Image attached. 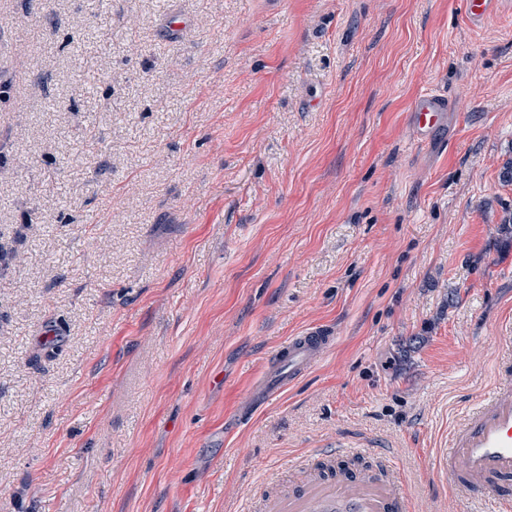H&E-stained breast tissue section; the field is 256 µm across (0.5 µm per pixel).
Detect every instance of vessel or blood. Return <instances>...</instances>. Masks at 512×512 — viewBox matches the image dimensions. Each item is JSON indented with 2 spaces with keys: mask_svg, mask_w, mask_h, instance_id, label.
<instances>
[{
  "mask_svg": "<svg viewBox=\"0 0 512 512\" xmlns=\"http://www.w3.org/2000/svg\"><path fill=\"white\" fill-rule=\"evenodd\" d=\"M499 0H463L471 23L484 24ZM449 111L446 96L429 92L417 98L411 119L422 140H429ZM332 331L312 325L274 350L252 391V408L306 376L334 346ZM380 472L312 468L288 494L267 499L265 512H414L406 481L393 455L381 456ZM437 476L452 479L470 496L493 499L500 512H512V492L499 482L512 478V361L498 362L492 388L474 397L448 433L446 447L433 457Z\"/></svg>",
  "mask_w": 512,
  "mask_h": 512,
  "instance_id": "1",
  "label": "vessel or blood"
}]
</instances>
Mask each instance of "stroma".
Returning a JSON list of instances; mask_svg holds the SVG:
<instances>
[{
	"label": "stroma",
	"mask_w": 512,
	"mask_h": 512,
	"mask_svg": "<svg viewBox=\"0 0 512 512\" xmlns=\"http://www.w3.org/2000/svg\"><path fill=\"white\" fill-rule=\"evenodd\" d=\"M510 161L512 0H0V512H258L339 441L489 512L432 456L512 356ZM499 3V0H464L462 2L469 20L474 25H482L492 17ZM449 112V101L444 95L429 92L416 99L411 119L419 137L429 140L434 130L442 126ZM336 336L327 327L311 325L281 342L268 360L252 391L245 416L266 405L274 395L306 376L334 346Z\"/></svg>",
	"instance_id": "35a3bbf8"
}]
</instances>
